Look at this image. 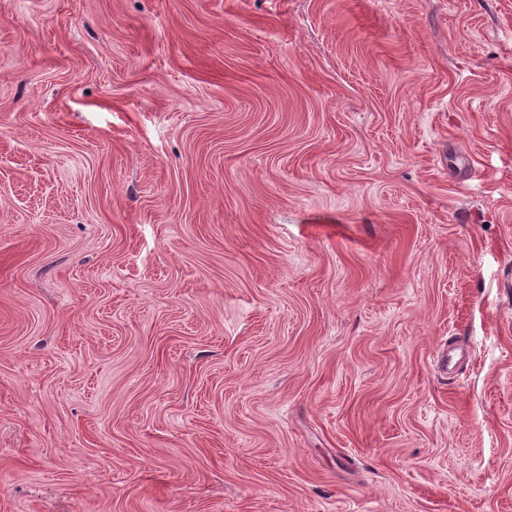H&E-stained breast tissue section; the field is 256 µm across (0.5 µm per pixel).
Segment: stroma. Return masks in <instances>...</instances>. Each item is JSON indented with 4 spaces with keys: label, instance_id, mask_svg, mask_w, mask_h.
I'll list each match as a JSON object with an SVG mask.
<instances>
[{
    "label": "stroma",
    "instance_id": "obj_1",
    "mask_svg": "<svg viewBox=\"0 0 512 512\" xmlns=\"http://www.w3.org/2000/svg\"><path fill=\"white\" fill-rule=\"evenodd\" d=\"M0 512H512V0H0Z\"/></svg>",
    "mask_w": 512,
    "mask_h": 512
}]
</instances>
